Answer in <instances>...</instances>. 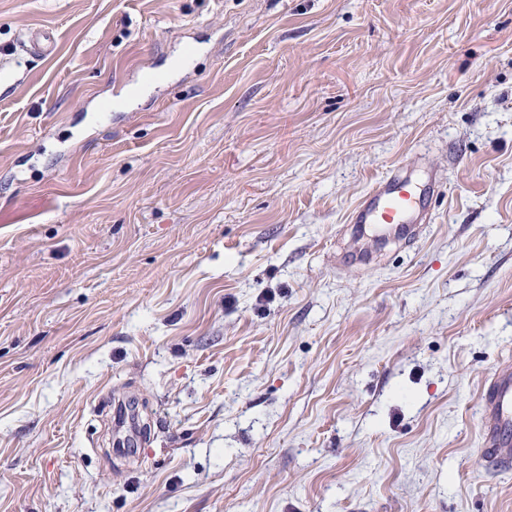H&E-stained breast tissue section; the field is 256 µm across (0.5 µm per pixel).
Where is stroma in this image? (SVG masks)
<instances>
[{"instance_id": "obj_1", "label": "stroma", "mask_w": 512, "mask_h": 512, "mask_svg": "<svg viewBox=\"0 0 512 512\" xmlns=\"http://www.w3.org/2000/svg\"><path fill=\"white\" fill-rule=\"evenodd\" d=\"M506 359L512 0H0V512H512ZM432 178L425 185L394 173L375 183L367 197L354 209L350 233L359 242L367 230L402 234L414 239L428 221L427 197L435 192ZM483 415V460L492 466L512 465V367L494 374L480 396Z\"/></svg>"}]
</instances>
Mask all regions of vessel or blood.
Returning a JSON list of instances; mask_svg holds the SVG:
<instances>
[{
  "label": "vessel or blood",
  "instance_id": "obj_1",
  "mask_svg": "<svg viewBox=\"0 0 512 512\" xmlns=\"http://www.w3.org/2000/svg\"><path fill=\"white\" fill-rule=\"evenodd\" d=\"M435 180L420 185L395 173L375 183L354 209L350 232L361 240L370 230L414 239L428 220L427 198ZM483 415V460L499 467L512 466V366L503 365L480 396Z\"/></svg>",
  "mask_w": 512,
  "mask_h": 512
}]
</instances>
